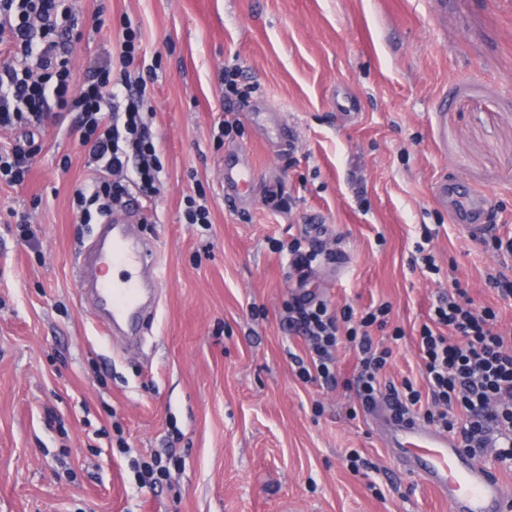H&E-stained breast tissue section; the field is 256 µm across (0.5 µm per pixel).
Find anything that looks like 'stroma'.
I'll list each match as a JSON object with an SVG mask.
<instances>
[{"label": "stroma", "instance_id": "35a3bbf8", "mask_svg": "<svg viewBox=\"0 0 512 512\" xmlns=\"http://www.w3.org/2000/svg\"><path fill=\"white\" fill-rule=\"evenodd\" d=\"M74 76L116 44L123 19L155 66L149 103L163 163L159 197H135L165 269L140 346L107 335L75 268L100 232L77 223L87 179L73 140L47 128L23 186L0 187V512H451L386 447L346 380L305 384L283 329L303 293L362 311L389 302L385 379H419L416 330L447 282L410 265L421 225L449 280L512 325L487 271L512 256L463 228L512 232V0H78ZM239 64L263 112L227 109L221 72ZM239 120L218 141L214 125ZM256 172L245 202L224 199V158ZM68 168H61L62 157ZM282 191L289 206L267 198ZM205 192L207 225L182 218ZM26 211L25 242L11 211ZM310 233L336 263L299 282L272 239ZM405 335L393 340L392 328ZM370 468L352 470L350 450ZM170 473L138 487L131 462Z\"/></svg>", "mask_w": 512, "mask_h": 512}]
</instances>
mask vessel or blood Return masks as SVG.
I'll return each instance as SVG.
<instances>
[{
  "label": "vessel or blood",
  "mask_w": 512,
  "mask_h": 512,
  "mask_svg": "<svg viewBox=\"0 0 512 512\" xmlns=\"http://www.w3.org/2000/svg\"><path fill=\"white\" fill-rule=\"evenodd\" d=\"M254 179L252 169L229 164L224 168L225 185L244 190ZM125 218L112 220V234L90 256L94 266L124 267L125 276L114 282L95 276L86 284L97 296V308L104 328L126 321L136 326L147 293L143 276L153 270L155 282H162L163 270L154 251L130 242L124 233ZM377 423L388 445L396 448L406 466L448 501L452 512H512V495L485 462L460 451L447 433L422 426L411 418L397 419L379 413Z\"/></svg>",
  "instance_id": "1"
}]
</instances>
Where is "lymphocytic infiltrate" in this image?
I'll list each match as a JSON object with an SVG mask.
<instances>
[{
  "label": "lymphocytic infiltrate",
  "instance_id": "lymphocytic-infiltrate-1",
  "mask_svg": "<svg viewBox=\"0 0 512 512\" xmlns=\"http://www.w3.org/2000/svg\"><path fill=\"white\" fill-rule=\"evenodd\" d=\"M75 0H0V184L22 185L40 136L55 127L74 136L94 172L76 190L73 207L81 223H101L113 208L126 205L131 190L156 197L162 162L146 112L148 83L131 66L141 52V32L124 24L117 55L90 63L82 86L73 83L71 44L79 38ZM299 275L329 254L300 235L275 243ZM392 307L383 302L364 312L336 309L315 300L292 299L281 318L299 333L307 357H295L302 382L336 386V350L357 354L353 387L366 407L382 402L397 416L423 418L451 434L460 448L481 457L494 451L512 473V325L489 306L478 307L460 287L431 303L416 338L422 384L384 380L390 347L376 343L373 329L385 327Z\"/></svg>",
  "mask_w": 512,
  "mask_h": 512
}]
</instances>
